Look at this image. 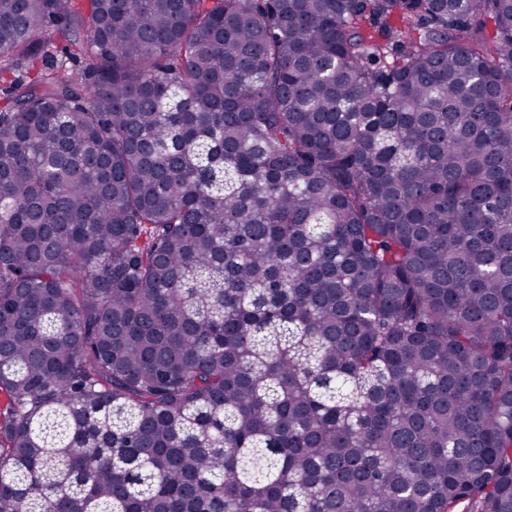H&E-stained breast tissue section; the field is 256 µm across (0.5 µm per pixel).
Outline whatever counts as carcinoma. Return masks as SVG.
I'll list each match as a JSON object with an SVG mask.
<instances>
[{
	"mask_svg": "<svg viewBox=\"0 0 512 512\" xmlns=\"http://www.w3.org/2000/svg\"><path fill=\"white\" fill-rule=\"evenodd\" d=\"M7 70L0 512H512V0H0Z\"/></svg>",
	"mask_w": 512,
	"mask_h": 512,
	"instance_id": "cac0c4a2",
	"label": "carcinoma"
}]
</instances>
